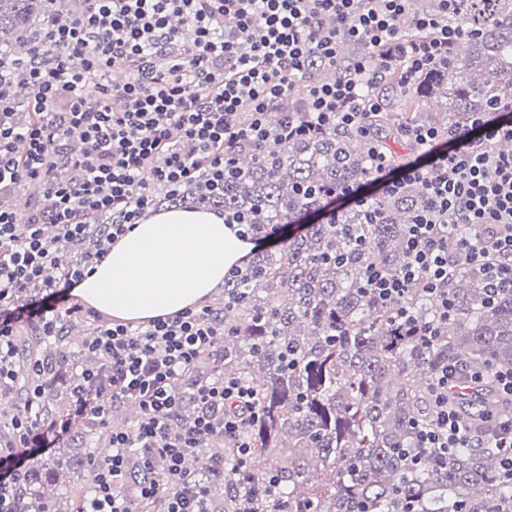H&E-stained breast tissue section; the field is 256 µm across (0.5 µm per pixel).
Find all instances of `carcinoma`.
I'll list each match as a JSON object with an SVG mask.
<instances>
[{
  "mask_svg": "<svg viewBox=\"0 0 512 512\" xmlns=\"http://www.w3.org/2000/svg\"><path fill=\"white\" fill-rule=\"evenodd\" d=\"M62 2L0 0V56L22 69L25 48L64 15ZM455 22L465 34L452 46L447 69L408 92L391 71L375 76L366 92L389 102L405 97L407 105L370 120L368 133L333 127L279 141L284 118L306 120L288 111L286 97L267 113L270 142L236 149L223 195L209 194L202 175L176 195L158 194L157 205L202 202L248 224H297L321 213L329 194L369 175L371 143L386 146L414 126L464 134L477 113L512 107V0H463ZM428 103L432 108L423 109ZM420 202L412 189L378 200V223L351 209L337 222L305 224L255 253L241 274L224 278V305L209 310L224 345L177 379L182 404L169 426L178 433L194 419L196 383L220 373L237 378L257 392L261 416L247 437L252 457L266 466L241 465L229 439L191 452L187 469L208 512H512V482L496 479L499 460L487 442L445 460L424 454L412 469L405 461L417 426L433 419L434 374L454 364L512 368V291L491 303L485 281L465 271L448 283L453 312L444 320L412 289V315L437 333L427 345L397 329L399 302L382 303L366 287L368 268L394 272L403 264L405 224ZM110 224L111 215L99 216L68 242L62 263L73 251L82 258L95 251ZM72 329L64 318L50 343L35 329L16 339L20 373L7 393L17 400L15 416L42 429L65 416L82 371L93 364L72 345ZM38 359L43 393L32 406L26 368ZM494 402L485 385L470 414L481 416ZM107 433L106 425L85 421L66 444L76 455L33 465L16 485V512H81L80 490L92 488L95 465L104 459L88 443Z\"/></svg>",
  "mask_w": 512,
  "mask_h": 512,
  "instance_id": "obj_1",
  "label": "carcinoma"
}]
</instances>
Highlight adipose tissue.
<instances>
[{
	"label": "adipose tissue",
	"mask_w": 512,
	"mask_h": 512,
	"mask_svg": "<svg viewBox=\"0 0 512 512\" xmlns=\"http://www.w3.org/2000/svg\"><path fill=\"white\" fill-rule=\"evenodd\" d=\"M253 249L216 212L160 211L112 243L75 293L109 322L146 324L211 298Z\"/></svg>",
	"instance_id": "adipose-tissue-1"
}]
</instances>
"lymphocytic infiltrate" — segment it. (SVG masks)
Segmentation results:
<instances>
[{
    "instance_id": "obj_1",
    "label": "lymphocytic infiltrate",
    "mask_w": 512,
    "mask_h": 512,
    "mask_svg": "<svg viewBox=\"0 0 512 512\" xmlns=\"http://www.w3.org/2000/svg\"><path fill=\"white\" fill-rule=\"evenodd\" d=\"M460 2L436 0L435 12L411 14L407 33L398 20L410 14L411 0H88L79 18L48 28L44 45L32 46L16 78H7L9 64L0 57V195L25 181L41 186L26 220L0 206V391L18 375L12 356L20 330L55 336L72 288L105 257L110 242L155 211L159 192L178 193L204 171L208 191L223 192L236 147L267 140L263 116L297 80L305 91L306 130L364 127L367 117L385 108L382 99L365 93L377 71L396 70L408 90L447 67L450 47L463 33L454 22ZM174 17L191 29L192 45L171 28ZM348 42L364 52L345 66L340 48ZM315 59L337 69L334 82L308 75ZM118 62L127 65L129 77L116 84L112 68ZM18 81L30 90L21 104L13 96ZM91 81L97 93L90 99L82 90ZM22 110L36 113L37 121L20 124ZM405 137L419 148L414 160L397 165L372 146L367 180L335 194L376 220L378 199L421 192L405 229L402 267H374L367 275L374 296L396 300L419 282L445 318L452 310L448 283L457 269L482 276L488 300L512 290V153L494 148L498 140H512V122L484 112L472 132L445 143L426 127L407 129ZM107 212V244L58 280L45 278V270L59 263L55 238L80 237L93 216ZM30 287L34 295L16 303L15 293ZM218 342L205 307L145 326L95 327L85 347L100 367L76 389L72 417L102 423L111 404L130 400L141 418L134 431H113L112 451L82 512H135L138 503L162 495L149 476L158 459L173 487L164 512H206L183 474L186 454L202 437L236 436L241 459H250L251 445L241 435L260 406L256 392L234 379L199 383L196 418L181 435L169 433V416L179 406L175 380ZM462 379L475 386L481 374L456 366L436 374L434 417L419 428L417 445L445 458L495 434L499 476L511 481L512 369L497 376L507 410L489 412L477 427L465 423L449 400ZM12 427L15 448L0 454V512H14L16 483L69 430L65 421L47 432L20 420ZM135 463L142 475L132 483L128 473Z\"/></svg>"
}]
</instances>
